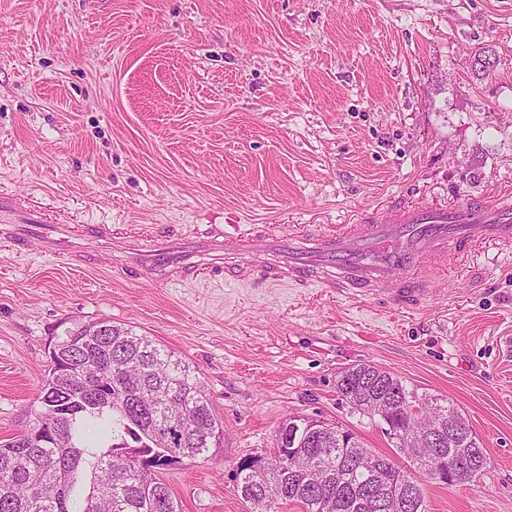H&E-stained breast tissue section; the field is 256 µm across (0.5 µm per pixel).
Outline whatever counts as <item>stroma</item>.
I'll return each mask as SVG.
<instances>
[{
  "mask_svg": "<svg viewBox=\"0 0 512 512\" xmlns=\"http://www.w3.org/2000/svg\"><path fill=\"white\" fill-rule=\"evenodd\" d=\"M2 187L101 230L84 256L0 245V441L38 406L50 337L105 318L195 368L224 422L208 460L159 473L182 512H248L237 467L294 414L409 470L336 391L362 363L455 404L490 458L473 482L416 475L428 512H512V245L449 259L416 311L165 284L112 252L116 232H316L391 199L512 189V0H0Z\"/></svg>",
  "mask_w": 512,
  "mask_h": 512,
  "instance_id": "1",
  "label": "stroma"
}]
</instances>
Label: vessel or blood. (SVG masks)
<instances>
[{
  "label": "vessel or blood",
  "mask_w": 512,
  "mask_h": 512,
  "mask_svg": "<svg viewBox=\"0 0 512 512\" xmlns=\"http://www.w3.org/2000/svg\"><path fill=\"white\" fill-rule=\"evenodd\" d=\"M0 223L13 245L36 236L45 253L69 247L70 226L37 203L0 190ZM115 244L162 282L211 277L217 272L249 281L314 284L336 294L379 296L417 308L432 290L418 270L436 268L449 255L474 247L512 244V195L470 199L455 207L388 203L357 212L351 223L336 224L317 237L302 229L250 224L235 235L209 232L192 238L116 235Z\"/></svg>",
  "instance_id": "obj_1"
}]
</instances>
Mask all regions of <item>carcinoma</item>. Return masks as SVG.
I'll return each instance as SVG.
<instances>
[{
	"label": "carcinoma",
	"instance_id": "obj_1",
	"mask_svg": "<svg viewBox=\"0 0 512 512\" xmlns=\"http://www.w3.org/2000/svg\"><path fill=\"white\" fill-rule=\"evenodd\" d=\"M103 323L78 324L56 337L76 367L92 363L96 370L74 384L49 376L25 438L0 445V512H75L78 501L82 512H181L155 471L220 447L223 420L190 365L129 327L114 325L112 335L99 336ZM375 386L401 396L397 420L460 415L453 404L415 397L387 371L348 368L336 383L342 399L363 413L374 405ZM91 427L113 438L121 431L135 445L113 442L99 450L87 437ZM476 442L467 428L448 435L441 451L460 466ZM361 447L334 439L313 444L297 472L283 470L275 454L256 468L247 461L236 472L237 490L250 512H271L274 502L298 504L303 512H386L367 506L380 488L351 458ZM384 461V488L409 478L390 457Z\"/></svg>",
	"mask_w": 512,
	"mask_h": 512
}]
</instances>
